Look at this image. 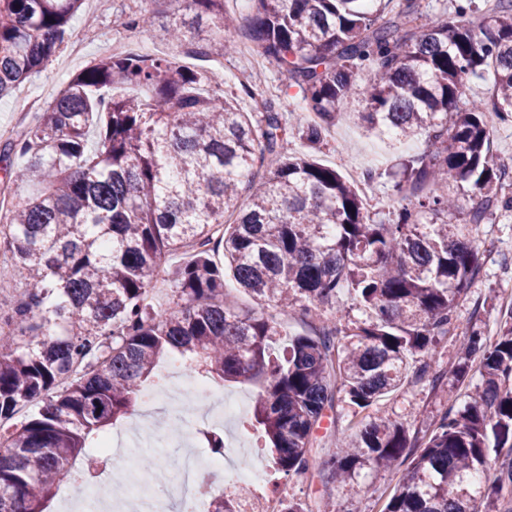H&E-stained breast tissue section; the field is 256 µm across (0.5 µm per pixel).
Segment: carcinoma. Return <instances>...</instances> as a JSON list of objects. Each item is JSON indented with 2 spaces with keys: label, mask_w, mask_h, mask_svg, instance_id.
<instances>
[{
  "label": "carcinoma",
  "mask_w": 512,
  "mask_h": 512,
  "mask_svg": "<svg viewBox=\"0 0 512 512\" xmlns=\"http://www.w3.org/2000/svg\"><path fill=\"white\" fill-rule=\"evenodd\" d=\"M181 20L165 30L217 32L191 43L213 57L249 44L299 88L313 119L284 121L288 101L265 100L250 117L224 96L203 95L204 75L170 56L108 55L74 76L35 125L4 143L0 249L26 282L0 320V512H51L61 481L87 456L88 437L135 412L137 394L163 355L193 372L262 383L254 420L278 471L305 477L325 412L368 409L415 373L433 370L442 336L460 328L458 296L479 272L473 225L512 210L498 188L512 166L489 147L486 103L464 98L462 78L490 81L501 119L512 117V0H473L424 20L417 0H251L246 28L224 0H173ZM82 0H0V97L40 73L61 49ZM370 128L399 140L427 137L400 163V190L429 193L388 224L371 220L339 171L313 157L352 102ZM95 131L99 148L85 136ZM303 141L308 152L293 145ZM35 182L21 202L13 187ZM478 200L460 222L449 187ZM177 252L186 260L166 265ZM224 254L235 283L259 308L226 300ZM178 311L148 302L158 272ZM348 290L367 318L344 320ZM318 320L288 338L264 311ZM461 348L459 384L478 367L469 401L445 415L420 449L404 426L371 416L359 441L340 438L338 469L404 465L385 512H496L512 489V462L492 474L490 451L512 450V314L492 340L477 330ZM85 373L62 383L72 363ZM40 400L37 413L20 410Z\"/></svg>",
  "instance_id": "carcinoma-1"
}]
</instances>
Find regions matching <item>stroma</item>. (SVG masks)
Wrapping results in <instances>:
<instances>
[{
	"instance_id": "obj_1",
	"label": "stroma",
	"mask_w": 512,
	"mask_h": 512,
	"mask_svg": "<svg viewBox=\"0 0 512 512\" xmlns=\"http://www.w3.org/2000/svg\"><path fill=\"white\" fill-rule=\"evenodd\" d=\"M155 8L156 21L151 33L139 34L129 28V20L141 10ZM180 14L172 0L152 6L148 0H84L72 19L69 34L61 50L45 69L20 84L10 95L0 98V145L4 131L20 133L32 125L44 106L76 74L89 64L111 53L134 49L146 58L171 54L164 29L178 22ZM179 65L222 75L220 87L239 111H261L265 99L287 94L291 103L284 119L288 125H305L306 116L296 88L290 87L287 75L270 60H257L252 50L240 47L235 52L208 60L183 54ZM424 138L399 143L367 129L358 118L338 120L317 154L319 163L338 167L349 175L351 167L372 171L374 192L367 206L375 222H385L401 202L396 190L399 164L408 155L423 152ZM473 235L478 248L480 270L469 288L457 299L454 316L464 326L485 334H494L500 321L512 309V211H496L483 224L475 226ZM220 388L226 397L240 401L239 416L224 423L225 438L257 449L259 461L266 467L270 481L262 486L263 496H277L281 502L298 500L309 505L329 503L336 512H384L390 498L402 482V473L368 463L358 468L352 481H344L329 464L332 446L316 455L313 475L303 479L281 474L262 434L251 420L252 408L260 387L251 382H224ZM467 386L448 384L433 390L429 379L409 376L395 392L383 398L378 407L396 419L409 434L428 439L440 418L457 411L467 401ZM171 412L163 402L142 413L139 424L146 436L160 447L163 460L182 458L181 448L170 446L175 433L170 426Z\"/></svg>"
}]
</instances>
